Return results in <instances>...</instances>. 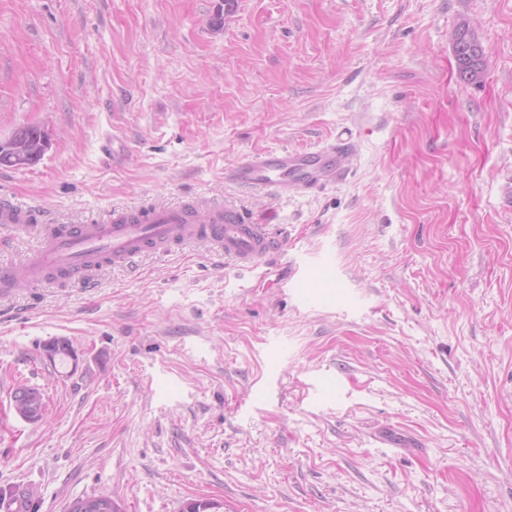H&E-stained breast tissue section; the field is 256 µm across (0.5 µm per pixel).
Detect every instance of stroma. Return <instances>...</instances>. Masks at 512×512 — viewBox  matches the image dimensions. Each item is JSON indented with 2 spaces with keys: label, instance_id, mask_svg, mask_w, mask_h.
Instances as JSON below:
<instances>
[{
  "label": "stroma",
  "instance_id": "35a3bbf8",
  "mask_svg": "<svg viewBox=\"0 0 512 512\" xmlns=\"http://www.w3.org/2000/svg\"><path fill=\"white\" fill-rule=\"evenodd\" d=\"M0 0V199L53 224L222 204L286 233L0 301V489L39 512H512V0ZM468 22L487 68L460 80ZM350 132L345 177L225 168ZM69 340L75 362L42 352ZM40 388L42 421L11 395ZM46 130L36 125H22L0 141V165L27 167L38 163L50 147ZM70 512H122V510L111 497L98 496L76 500Z\"/></svg>",
  "mask_w": 512,
  "mask_h": 512
}]
</instances>
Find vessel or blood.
Here are the masks:
<instances>
[{
  "label": "vessel or blood",
  "mask_w": 512,
  "mask_h": 512,
  "mask_svg": "<svg viewBox=\"0 0 512 512\" xmlns=\"http://www.w3.org/2000/svg\"><path fill=\"white\" fill-rule=\"evenodd\" d=\"M347 138L312 151L282 150L257 153L227 168V177L262 191L287 192L290 182L313 190L335 183L345 171ZM0 224L32 233L38 247L24 258L0 263V299L8 298L18 281L42 284L50 277H68L85 289L97 287V270L106 263L133 268L146 254L164 256L190 245L252 268L285 242L268 225L257 224L242 211L211 205L163 206L150 210L116 208L104 220L66 227L55 232L45 224L38 206L0 200Z\"/></svg>",
  "instance_id": "obj_1"
}]
</instances>
